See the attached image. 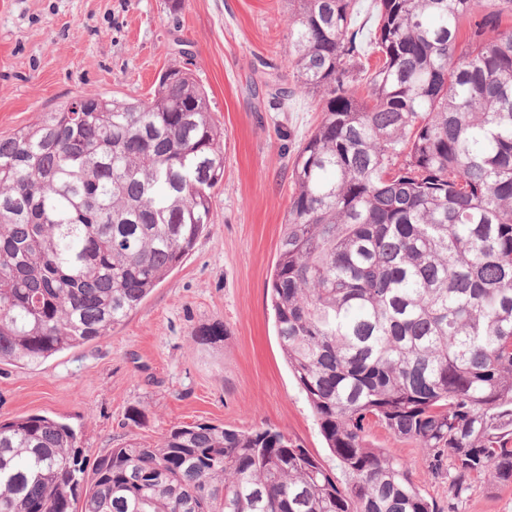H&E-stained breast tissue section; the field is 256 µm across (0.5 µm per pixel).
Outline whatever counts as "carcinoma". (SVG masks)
Returning <instances> with one entry per match:
<instances>
[{
  "label": "carcinoma",
  "instance_id": "carcinoma-1",
  "mask_svg": "<svg viewBox=\"0 0 512 512\" xmlns=\"http://www.w3.org/2000/svg\"><path fill=\"white\" fill-rule=\"evenodd\" d=\"M288 0L292 159L276 333L345 475L270 428L178 425L91 472L66 424L0 421V512H442L373 425L454 495L512 485V0ZM0 137V364L121 325L183 262L224 178L189 67L153 96L80 95Z\"/></svg>",
  "mask_w": 512,
  "mask_h": 512
}]
</instances>
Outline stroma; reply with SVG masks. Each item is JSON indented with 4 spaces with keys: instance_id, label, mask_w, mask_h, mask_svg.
<instances>
[{
    "instance_id": "obj_1",
    "label": "stroma",
    "mask_w": 512,
    "mask_h": 512,
    "mask_svg": "<svg viewBox=\"0 0 512 512\" xmlns=\"http://www.w3.org/2000/svg\"><path fill=\"white\" fill-rule=\"evenodd\" d=\"M287 0H0V136L78 92L145 99L192 62L224 130V179L211 221L181 266L109 336L34 369L0 365V420L40 414L69 425L87 464L176 424L270 427L326 469L336 460L283 357L268 284L292 194L288 163L314 130L318 101L280 108L264 86L288 50ZM221 325L223 336L196 340ZM369 441L410 466L450 512H512V488L454 496L419 448L374 427Z\"/></svg>"
}]
</instances>
